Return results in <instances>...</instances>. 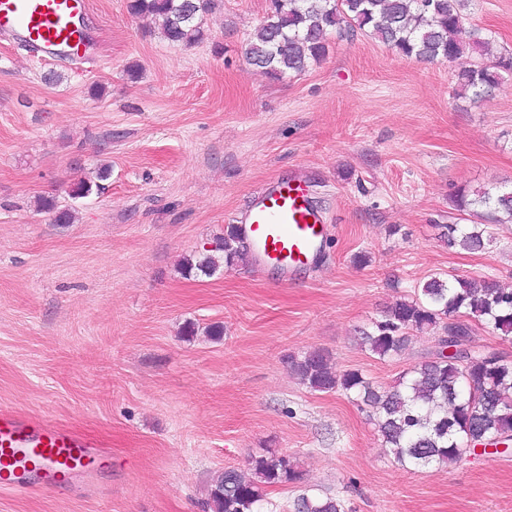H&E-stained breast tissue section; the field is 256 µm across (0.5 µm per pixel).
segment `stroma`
Returning <instances> with one entry per match:
<instances>
[{
	"label": "stroma",
	"instance_id": "stroma-1",
	"mask_svg": "<svg viewBox=\"0 0 512 512\" xmlns=\"http://www.w3.org/2000/svg\"><path fill=\"white\" fill-rule=\"evenodd\" d=\"M89 2L94 64L0 40V408L104 439L112 471L89 490L0 492V512H202L218 472L269 448L303 478L268 490V512L302 494L354 512H512V453L403 467L367 411L285 362L323 349L337 373L395 386L435 341L415 332L402 356L371 355L361 334L388 307L436 273L512 286V223L490 225L479 253L438 238L457 188L512 187V74L473 102L455 93L463 60L408 58L357 31L274 80L246 57L268 0H215L191 46L127 0ZM467 13L512 48V0ZM51 70L60 84L43 82ZM103 165V190L72 198ZM286 175L329 219L314 269L288 283L251 263L184 274Z\"/></svg>",
	"mask_w": 512,
	"mask_h": 512
}]
</instances>
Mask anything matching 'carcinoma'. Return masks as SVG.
<instances>
[{"label": "carcinoma", "instance_id": "obj_1", "mask_svg": "<svg viewBox=\"0 0 512 512\" xmlns=\"http://www.w3.org/2000/svg\"><path fill=\"white\" fill-rule=\"evenodd\" d=\"M465 0H270L264 22L250 36L251 64L274 79L300 74L324 59L328 35L367 31L398 54L422 61H448L476 54L479 59L456 74L457 96L479 99L512 72V51L497 55L491 38L463 14ZM211 0H128L134 15L160 21L172 44L204 39L203 16ZM456 207L481 224H442L440 241L450 249L485 250L491 236L486 224L512 223V188L460 189ZM251 260L243 230L231 224L213 248L189 258L187 273L209 275L219 263L232 268ZM490 328L512 337V288L490 277L436 274L414 296L391 306L364 333V344L380 359L401 356L412 331L444 336L448 355L439 348L400 376L396 386L375 385L358 369L342 374L331 355L314 349L289 356L299 381L317 392L341 390L369 409L378 431L398 463L425 469L454 465L475 445L492 437L512 444V358L473 343V328ZM301 473L291 457L274 450L252 459L250 472L227 468L213 479L206 512H262L266 490L296 484ZM295 512H347L337 497L302 495Z\"/></svg>", "mask_w": 512, "mask_h": 512}]
</instances>
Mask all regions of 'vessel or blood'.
<instances>
[{
  "instance_id": "1",
  "label": "vessel or blood",
  "mask_w": 512,
  "mask_h": 512,
  "mask_svg": "<svg viewBox=\"0 0 512 512\" xmlns=\"http://www.w3.org/2000/svg\"><path fill=\"white\" fill-rule=\"evenodd\" d=\"M88 0H0V37L38 60L92 61V38L81 19ZM254 261L293 274L320 250L327 217L307 184L275 177L256 190L242 221ZM112 456L102 444L39 417L0 409V490L89 488Z\"/></svg>"
}]
</instances>
